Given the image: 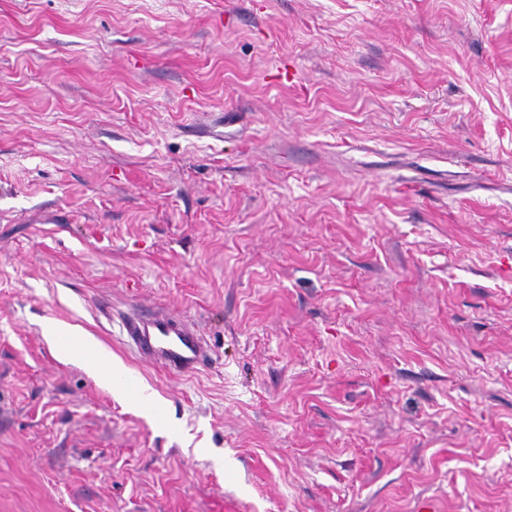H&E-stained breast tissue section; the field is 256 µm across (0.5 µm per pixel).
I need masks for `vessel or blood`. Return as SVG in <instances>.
I'll list each match as a JSON object with an SVG mask.
<instances>
[{"mask_svg":"<svg viewBox=\"0 0 512 512\" xmlns=\"http://www.w3.org/2000/svg\"><path fill=\"white\" fill-rule=\"evenodd\" d=\"M125 329L141 353L165 368L189 373L203 361L199 336L167 316H132L126 320Z\"/></svg>","mask_w":512,"mask_h":512,"instance_id":"obj_1","label":"vessel or blood"}]
</instances>
